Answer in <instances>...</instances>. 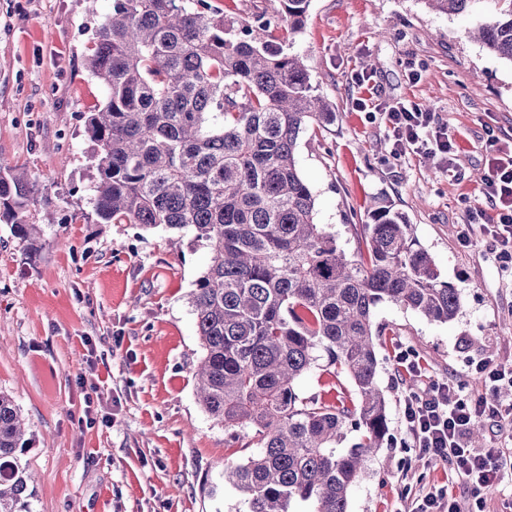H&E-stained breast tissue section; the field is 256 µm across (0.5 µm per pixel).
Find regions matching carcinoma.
I'll use <instances>...</instances> for the list:
<instances>
[{"label":"carcinoma","mask_w":512,"mask_h":512,"mask_svg":"<svg viewBox=\"0 0 512 512\" xmlns=\"http://www.w3.org/2000/svg\"><path fill=\"white\" fill-rule=\"evenodd\" d=\"M237 32L205 0H112L88 58L104 105L90 113L97 179L90 198L106 224L190 232L211 253L189 295L202 355V408L227 430L248 429L258 452L224 462V484L245 512H349V491L389 441L388 394L378 380L374 323L384 301L435 322L461 309L405 214L381 205L348 254L316 222V198L297 168L301 133L336 113L279 32L302 29L310 0H275ZM447 16L480 0H425ZM467 29L512 63V0H489ZM39 192L27 173L0 174V222L37 250L30 221ZM320 369L334 402L300 397ZM358 442L341 448L347 433ZM25 427L0 393V512H33L36 478L21 464Z\"/></svg>","instance_id":"cac0c4a2"}]
</instances>
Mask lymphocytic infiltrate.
I'll use <instances>...</instances> for the list:
<instances>
[{
    "instance_id": "f902f5d3",
    "label": "lymphocytic infiltrate",
    "mask_w": 512,
    "mask_h": 512,
    "mask_svg": "<svg viewBox=\"0 0 512 512\" xmlns=\"http://www.w3.org/2000/svg\"><path fill=\"white\" fill-rule=\"evenodd\" d=\"M390 126L394 158L426 155L452 166L458 147L446 128L439 126L432 112L401 101L379 104ZM485 206L496 219L483 223V208H473L466 224L460 225V246L472 243L473 222L495 244L496 259L502 269L512 270V156L492 158L482 181ZM471 372L481 379L487 398H472L462 383L446 380L430 383L423 393H408L403 401L401 422L417 452L434 462L448 465L466 486L468 497L458 501L445 491L427 492L416 499L412 512H484L486 490L512 477V458L491 449L472 447L469 438L474 426L487 422L512 421V400H502L498 392L512 388V367H502L483 358L471 361Z\"/></svg>"
}]
</instances>
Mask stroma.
<instances>
[{
  "mask_svg": "<svg viewBox=\"0 0 512 512\" xmlns=\"http://www.w3.org/2000/svg\"><path fill=\"white\" fill-rule=\"evenodd\" d=\"M111 10L112 0H0V165L45 185L55 213L33 257L0 223V391L32 437L21 462L39 479L33 512H241L221 471L254 453L251 434L231 436L195 396L202 349L189 293L210 251L189 233L100 223L89 202L86 122L105 88L87 59ZM468 25L424 0H311L290 38L336 112L331 125L301 134L296 153L318 223L351 254L370 211L392 206L461 297L447 323L376 307V323L392 330L376 339L390 438L352 486L349 512H405L432 487L462 496L447 465L413 448L403 398L434 380L463 382L476 398L484 388L472 358L512 365V272L487 240L463 248L456 239L482 201L488 136L512 154V63L468 40ZM363 74L368 84L358 83ZM373 95L435 112L459 147L455 166L393 160L384 114L356 105ZM406 348L419 355L421 377L396 375Z\"/></svg>",
  "mask_w": 512,
  "mask_h": 512,
  "instance_id": "1",
  "label": "stroma"
}]
</instances>
